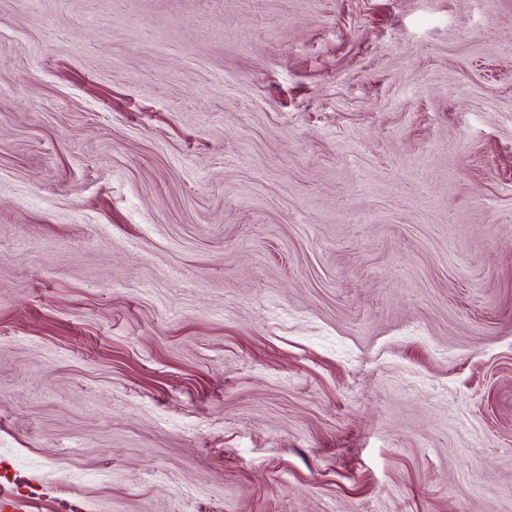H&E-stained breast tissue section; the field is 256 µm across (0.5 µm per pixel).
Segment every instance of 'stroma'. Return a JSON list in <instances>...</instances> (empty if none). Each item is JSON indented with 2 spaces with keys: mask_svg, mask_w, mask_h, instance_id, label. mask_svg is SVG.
Instances as JSON below:
<instances>
[{
  "mask_svg": "<svg viewBox=\"0 0 512 512\" xmlns=\"http://www.w3.org/2000/svg\"><path fill=\"white\" fill-rule=\"evenodd\" d=\"M512 512V0H0V496Z\"/></svg>",
  "mask_w": 512,
  "mask_h": 512,
  "instance_id": "stroma-1",
  "label": "stroma"
}]
</instances>
